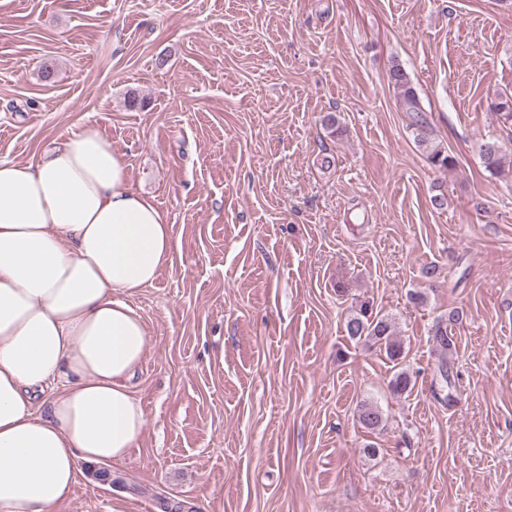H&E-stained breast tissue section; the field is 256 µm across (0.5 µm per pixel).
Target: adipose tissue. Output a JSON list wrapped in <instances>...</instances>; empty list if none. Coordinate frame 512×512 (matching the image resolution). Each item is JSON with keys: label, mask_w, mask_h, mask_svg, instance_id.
<instances>
[{"label": "adipose tissue", "mask_w": 512, "mask_h": 512, "mask_svg": "<svg viewBox=\"0 0 512 512\" xmlns=\"http://www.w3.org/2000/svg\"><path fill=\"white\" fill-rule=\"evenodd\" d=\"M173 251L93 125L37 162L0 161V512H56L79 463L137 447L144 413L126 381L149 333L125 297Z\"/></svg>", "instance_id": "adipose-tissue-1"}]
</instances>
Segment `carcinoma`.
Wrapping results in <instances>:
<instances>
[{
	"label": "carcinoma",
	"instance_id": "1",
	"mask_svg": "<svg viewBox=\"0 0 512 512\" xmlns=\"http://www.w3.org/2000/svg\"><path fill=\"white\" fill-rule=\"evenodd\" d=\"M390 81L397 90L402 111L406 112L409 127L415 132V138L426 151L428 164L438 170H451L456 167V158L445 149L432 145L429 132V122L425 109L413 87L411 80L402 66L398 63L392 65L389 71ZM488 108L500 115L506 123H512V94L496 93L490 99ZM478 154L482 160L485 171L496 176L502 170L504 160L503 145L497 140H484L478 144ZM459 316L454 312L448 313V322H438L432 334L436 347L447 353L454 349V336L448 333V328L455 325ZM346 335L352 340H366L379 345L386 357L397 362L403 358L404 348L396 337L392 322L389 318L373 312L372 306L361 304L345 322ZM413 388L412 376L403 369L398 368L390 381V389L397 395H404ZM357 418L366 430H375L383 422V414L379 407L371 401H364L359 405Z\"/></svg>",
	"mask_w": 512,
	"mask_h": 512
}]
</instances>
